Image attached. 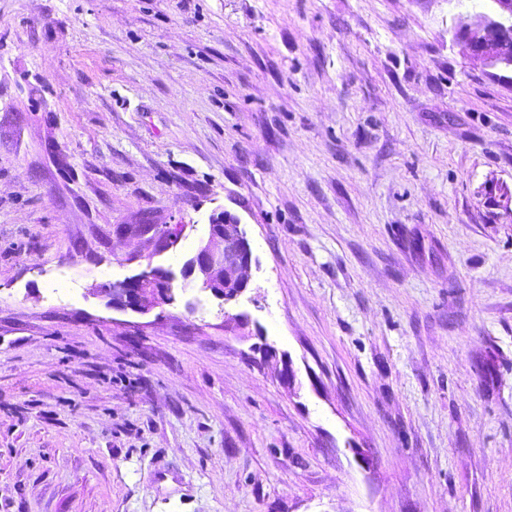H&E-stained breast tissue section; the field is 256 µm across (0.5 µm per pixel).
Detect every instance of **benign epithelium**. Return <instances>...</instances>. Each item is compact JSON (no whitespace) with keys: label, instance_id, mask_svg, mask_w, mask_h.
Wrapping results in <instances>:
<instances>
[{"label":"benign epithelium","instance_id":"benign-epithelium-1","mask_svg":"<svg viewBox=\"0 0 512 512\" xmlns=\"http://www.w3.org/2000/svg\"><path fill=\"white\" fill-rule=\"evenodd\" d=\"M495 13L466 10L457 17V35L469 41L473 52L495 68L512 70V0H493ZM252 251L239 222H226L224 214L211 220L207 243L186 260L183 278L195 277L201 288L228 303L246 288L243 273L251 267ZM172 274L162 267L141 273L104 289L112 304L145 313L173 301Z\"/></svg>","mask_w":512,"mask_h":512}]
</instances>
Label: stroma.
Masks as SVG:
<instances>
[{
	"label": "stroma",
	"instance_id": "1",
	"mask_svg": "<svg viewBox=\"0 0 512 512\" xmlns=\"http://www.w3.org/2000/svg\"><path fill=\"white\" fill-rule=\"evenodd\" d=\"M457 13L0 0V512H512V79ZM251 264L252 251L238 219L225 222L221 213L211 220L207 243L186 260L183 278L188 280L195 276L201 288L228 303L247 288L243 273ZM173 280L172 274L164 268L148 266L141 273L106 288L105 293L112 296L115 306L145 313L173 301Z\"/></svg>",
	"mask_w": 512,
	"mask_h": 512
}]
</instances>
